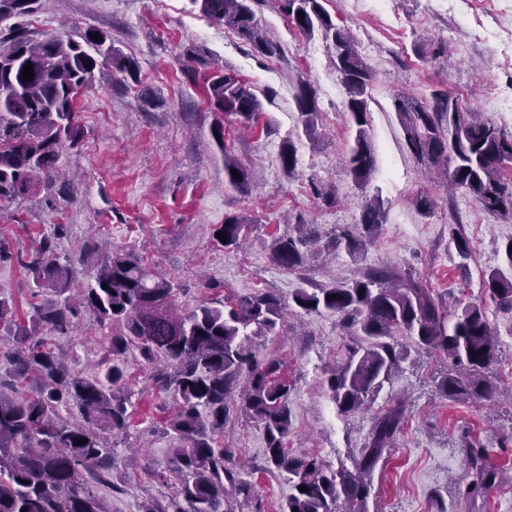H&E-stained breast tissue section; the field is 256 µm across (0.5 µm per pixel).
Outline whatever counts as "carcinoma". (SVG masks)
Masks as SVG:
<instances>
[{
  "label": "carcinoma",
  "instance_id": "carcinoma-1",
  "mask_svg": "<svg viewBox=\"0 0 512 512\" xmlns=\"http://www.w3.org/2000/svg\"><path fill=\"white\" fill-rule=\"evenodd\" d=\"M36 2L0 0V19L28 15ZM191 2L254 53H280L256 19L255 6L266 0ZM274 2L303 35L319 33L334 49L333 68L355 129L345 166L363 188L376 171L370 139L371 69L349 29L333 22L322 0ZM90 33L86 30L79 41L61 36L32 41L13 31L0 40V204L9 205L35 190H53L59 153L81 142L75 102L95 70L109 65L137 80L135 58L115 48L107 33L98 32L97 40ZM28 63L33 78L25 80L22 72ZM204 98L215 113L211 133L219 136L216 144L224 151V184L244 193L247 167L226 151L224 117L233 116L249 129L261 114V103L226 73L205 79ZM295 103L303 134L314 144L322 115L315 88L300 82ZM393 106L405 143L425 171L444 173L451 187L468 192L484 210L512 215V186L503 179L504 168L512 164V133L463 108L443 89L433 90L426 102L398 94ZM279 162L285 173L293 174L297 147L292 140L282 142ZM385 219L383 201L372 197L363 205L359 228L331 234L326 246L359 263ZM250 224L242 214L225 216L216 229L226 236L223 247L242 245ZM290 227L271 244L277 267L299 275L302 282L289 299L268 288L207 299L187 312L177 303V288L133 252L87 246L96 262L74 295L75 262L60 258L51 238L16 255L0 243V262L17 259L29 274L31 295L38 299L21 317L15 300L0 295V329L10 331L17 344L0 364V512H110L100 489L112 486V437L129 428L130 354L146 365L166 360L150 380L173 395L176 406L163 431L181 443L170 449L168 474L159 475L166 485L174 482V494L164 505L143 500L138 512H234L233 504L249 502L254 486L236 466V450L224 446L232 403L263 426L264 470L278 473L292 487L281 512H368L367 477L401 431L404 400L391 399L374 419L352 470H333L315 454H291L285 446L293 426L291 386L281 362L260 356L254 345L255 339L279 332L288 307L333 314L350 335L323 382L342 414L361 411L369 394L399 370L408 357V349L398 342L403 335L461 367L443 379L445 396L493 397L495 386L485 369L495 358L497 339L484 304L469 303L453 311L420 279L388 264L366 266L349 283H313L305 277L304 248L320 240L317 225L299 216ZM450 236L458 255L469 258L470 240L454 226ZM484 288L490 299L512 309V276L494 270L484 279ZM84 313L101 330L99 366L105 367L102 375L91 378L72 372L65 355L49 347L43 336L46 330L75 329ZM465 451L473 479L459 494L475 501L499 482V473L488 465L482 446L470 442Z\"/></svg>",
  "mask_w": 512,
  "mask_h": 512
}]
</instances>
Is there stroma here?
Instances as JSON below:
<instances>
[{
    "label": "stroma",
    "mask_w": 512,
    "mask_h": 512,
    "mask_svg": "<svg viewBox=\"0 0 512 512\" xmlns=\"http://www.w3.org/2000/svg\"><path fill=\"white\" fill-rule=\"evenodd\" d=\"M323 6L336 24L349 28L373 72L369 108L376 171L363 189L345 170L353 132L345 118V91L331 65L333 49L321 36L299 33L271 2L256 17L281 47L274 58L253 54L192 0H40L32 14L0 19V37L15 28L38 40L76 39L90 27L106 31L140 66L137 80L106 67L80 89L81 145L61 151L54 192H34L0 209V240L11 252L23 253L52 234L54 225H66L56 251L76 260L78 281H85L93 265L85 245L102 242L135 252L180 284L178 303L188 310L204 299L264 288L290 297L300 280L277 267L269 250L287 232L288 219L304 216L323 233L353 228L364 198L379 196L386 222L368 248L366 264L411 268L453 308L484 302L498 337L497 355L486 370L497 391L488 401L448 400L439 388L451 368L448 360L412 351L364 410L340 414L320 383L349 336L331 314L291 309L279 335L265 342L284 361L293 384L288 447L295 455H318L335 469L351 467L374 416L391 397H401L407 403L405 425L369 477L370 512H430L438 490L450 512H512V310L499 308L483 290L484 275L506 267L503 246L512 239V215L488 214L465 191H449L429 177L408 150L392 106L396 94L425 101L439 86L512 131V112L491 105L493 96L512 97V7L506 0H323ZM188 45L202 49L212 67L236 75L262 103L251 131L240 132L234 118L224 120L228 148L248 169V193L224 185V159L211 135L214 116L203 79L188 70L182 56ZM302 80L315 87L322 113L315 146L302 133L294 102ZM288 137L298 158L290 175L278 158ZM314 179L335 187L336 207L316 203L309 189ZM421 193L436 203L426 218L413 203ZM230 213L246 214L254 228L244 245L227 249L213 233ZM454 223L473 242L465 262L449 239ZM99 334L86 317L77 330L51 333L50 341L67 355L72 370L90 377L101 358ZM149 374L139 363L128 367L134 408L125 442L116 450L112 474L118 489L104 493L110 512H137L143 498L168 493L157 476L177 442L158 428L173 401L151 384ZM466 432L487 448L489 465L509 476L473 506L455 493L467 477L461 445ZM224 443L236 448L238 464L256 490L254 501L238 512H280L291 488L257 468L265 449L261 425L233 413Z\"/></svg>",
    "instance_id": "obj_1"
}]
</instances>
